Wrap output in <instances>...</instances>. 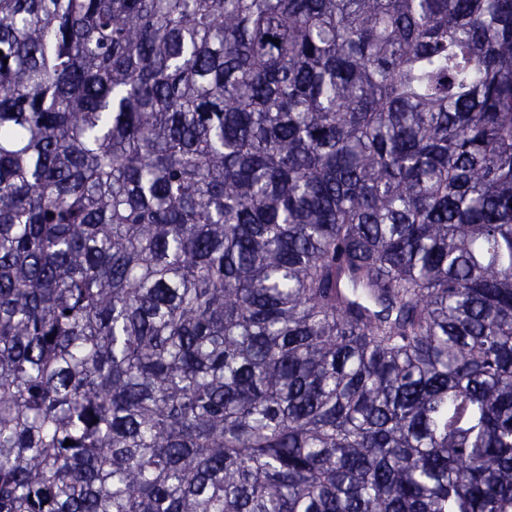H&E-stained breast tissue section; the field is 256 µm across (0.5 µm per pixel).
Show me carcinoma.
<instances>
[{"instance_id": "carcinoma-1", "label": "carcinoma", "mask_w": 512, "mask_h": 512, "mask_svg": "<svg viewBox=\"0 0 512 512\" xmlns=\"http://www.w3.org/2000/svg\"><path fill=\"white\" fill-rule=\"evenodd\" d=\"M0 51V512H512V0H0Z\"/></svg>"}]
</instances>
